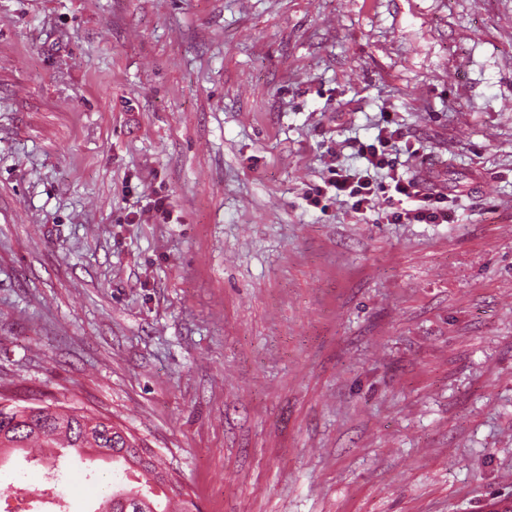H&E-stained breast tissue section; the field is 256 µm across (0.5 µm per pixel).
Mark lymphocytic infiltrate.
<instances>
[{
    "mask_svg": "<svg viewBox=\"0 0 512 512\" xmlns=\"http://www.w3.org/2000/svg\"><path fill=\"white\" fill-rule=\"evenodd\" d=\"M389 138L378 135L375 143L363 144L358 153L367 162L363 171H351L329 163L328 177L322 183L307 186L304 198L316 207L326 199H344L355 213L373 208L376 200H383L385 217L391 224H444L454 218L448 205V193L439 185L437 174L430 169L420 175L406 177L400 174L386 149ZM386 170L387 183L377 182L374 173Z\"/></svg>",
    "mask_w": 512,
    "mask_h": 512,
    "instance_id": "lymphocytic-infiltrate-1",
    "label": "lymphocytic infiltrate"
}]
</instances>
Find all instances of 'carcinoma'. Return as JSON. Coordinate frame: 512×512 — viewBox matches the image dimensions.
<instances>
[{"instance_id":"carcinoma-1","label":"carcinoma","mask_w":512,"mask_h":512,"mask_svg":"<svg viewBox=\"0 0 512 512\" xmlns=\"http://www.w3.org/2000/svg\"><path fill=\"white\" fill-rule=\"evenodd\" d=\"M73 406L45 407L39 415L28 417L18 407L0 406V452L23 448H65L66 455L83 457L88 449L101 457L123 462L127 469L139 473L140 485H117L103 498V512H166L149 495L154 484H170V473L153 461L139 467L137 458L131 453L112 452L123 449L126 441L136 442L133 435L115 426L110 420L94 417L81 411L73 413Z\"/></svg>"}]
</instances>
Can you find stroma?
Segmentation results:
<instances>
[{
  "mask_svg": "<svg viewBox=\"0 0 512 512\" xmlns=\"http://www.w3.org/2000/svg\"><path fill=\"white\" fill-rule=\"evenodd\" d=\"M384 127L454 223L308 206ZM0 396L199 512H512V0H0Z\"/></svg>",
  "mask_w": 512,
  "mask_h": 512,
  "instance_id": "35a3bbf8",
  "label": "stroma"
}]
</instances>
